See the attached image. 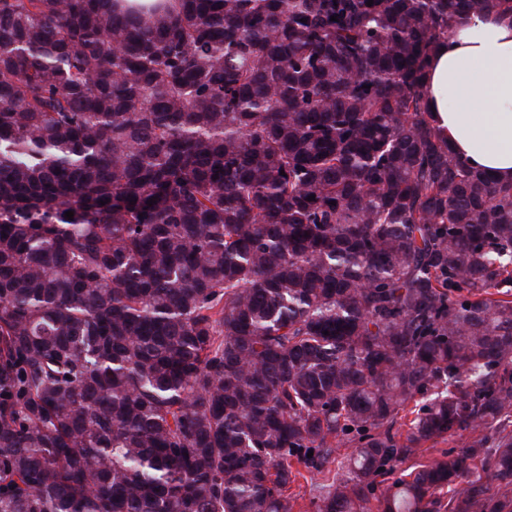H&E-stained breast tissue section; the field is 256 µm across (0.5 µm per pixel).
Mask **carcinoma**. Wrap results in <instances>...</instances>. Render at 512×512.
<instances>
[{
    "mask_svg": "<svg viewBox=\"0 0 512 512\" xmlns=\"http://www.w3.org/2000/svg\"><path fill=\"white\" fill-rule=\"evenodd\" d=\"M114 2L0 0V512H291L343 445L320 512H512V184L422 91L512 0Z\"/></svg>",
    "mask_w": 512,
    "mask_h": 512,
    "instance_id": "1",
    "label": "carcinoma"
}]
</instances>
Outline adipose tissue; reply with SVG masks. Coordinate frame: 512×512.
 <instances>
[{"label": "adipose tissue", "mask_w": 512, "mask_h": 512, "mask_svg": "<svg viewBox=\"0 0 512 512\" xmlns=\"http://www.w3.org/2000/svg\"><path fill=\"white\" fill-rule=\"evenodd\" d=\"M423 91L453 154L512 183V8L455 19L431 54Z\"/></svg>", "instance_id": "1"}]
</instances>
